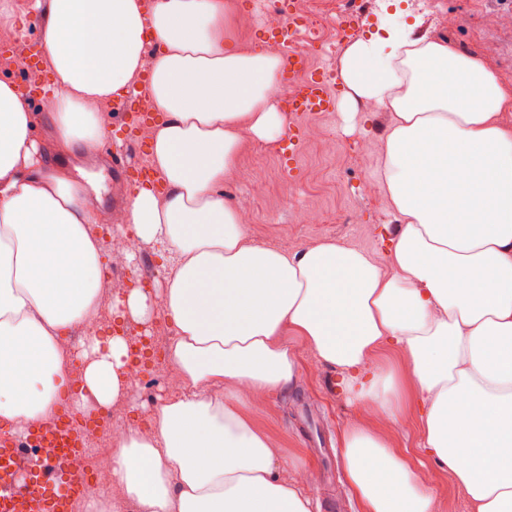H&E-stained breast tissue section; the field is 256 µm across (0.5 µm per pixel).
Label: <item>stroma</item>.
<instances>
[{
    "label": "stroma",
    "mask_w": 512,
    "mask_h": 512,
    "mask_svg": "<svg viewBox=\"0 0 512 512\" xmlns=\"http://www.w3.org/2000/svg\"><path fill=\"white\" fill-rule=\"evenodd\" d=\"M364 15L354 31L339 35L329 32L317 40L311 67L330 66L339 71L346 48L354 41L369 37L377 26V15L384 0H358ZM398 15L407 22H418L419 33L447 42L449 48L472 55L512 84V28L490 25L492 15L512 10V0H432L430 8L420 10L413 0H401ZM452 13L458 23L452 32L439 30L437 15ZM109 112L111 141L99 152V161L91 168V178L103 185L101 206L119 207L130 191L118 187L110 161L113 142L127 135L112 104ZM392 115L375 104L356 102L351 111H336L302 118L304 136L295 170H287L283 148L259 151L250 145L239 160L240 168L262 165L268 187L264 198H256L243 177L224 183V196L234 206L253 209L255 217L247 232L252 241L270 246H288L296 251L321 242H336L370 254L381 267H388L398 222L388 196L381 188L383 145ZM372 145L369 168H362L354 149L360 141ZM320 209L326 218L322 224H305V208ZM112 264L126 274L157 270L158 276L146 296L151 308L147 328L151 335L170 338L172 329L156 294L164 288L160 271L164 265L161 251L145 244L140 255L112 256ZM300 368L294 383L272 394L262 404L249 405L260 428L271 434L284 460L309 463L313 468L305 494L319 504L320 512H362L351 490L341 459L346 431L365 421L359 404L350 402L343 385L344 374L321 361L306 348L298 350ZM172 389L166 380L131 391L121 408L130 426H144L160 397ZM391 448L408 450V459L417 464L434 498L435 512H470V503L453 483L450 475L434 466L422 465L424 433L419 407L409 404L397 425L387 434Z\"/></svg>",
    "instance_id": "35a3bbf8"
}]
</instances>
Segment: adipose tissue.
<instances>
[{"label":"adipose tissue","mask_w":512,"mask_h":512,"mask_svg":"<svg viewBox=\"0 0 512 512\" xmlns=\"http://www.w3.org/2000/svg\"><path fill=\"white\" fill-rule=\"evenodd\" d=\"M45 61L66 94L33 110L0 78V426L46 425L69 404L108 412L130 386L124 337L70 344L100 319L102 226L132 225L159 246L160 301L177 387L149 424L112 438V487L138 512H313L271 438L241 414L290 385L301 343L347 374L363 409L396 422L422 409L433 465L473 512H512V108L504 79L414 26L380 18L340 65L346 101L392 113L384 188L399 220L391 272L332 242L296 252L252 242L224 197L247 141L286 132L276 100L284 61L235 44L224 0H32ZM162 119L142 188L101 210L71 171L109 129L99 110L141 75ZM398 349L400 372L369 371ZM81 386L63 388L72 371ZM408 384V396L399 393ZM344 466L364 512H434L405 453L369 426L350 428Z\"/></svg>","instance_id":"ef3b65f1"}]
</instances>
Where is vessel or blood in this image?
Masks as SVG:
<instances>
[{
	"mask_svg": "<svg viewBox=\"0 0 512 512\" xmlns=\"http://www.w3.org/2000/svg\"><path fill=\"white\" fill-rule=\"evenodd\" d=\"M302 22L289 15L284 27L264 30L266 42L277 46L283 53L284 75L294 84V93L288 101V110L296 118L334 112L338 97L330 90L323 77L308 73L309 40L301 34ZM115 103V110L123 109ZM125 113V126L130 135L112 156L114 167L122 171L133 184L153 182L152 171L138 162L148 153L149 145L137 138V131L156 120L155 113ZM41 445L47 458L46 465L32 467L27 464V442ZM87 444L81 428L70 414H61L54 427H36L26 434L9 436L0 433V512H73L75 502L81 498L88 479L86 471L75 469V459L86 455Z\"/></svg>",
	"mask_w": 512,
	"mask_h": 512,
	"instance_id": "b4317fda",
	"label": "vessel or blood"
}]
</instances>
